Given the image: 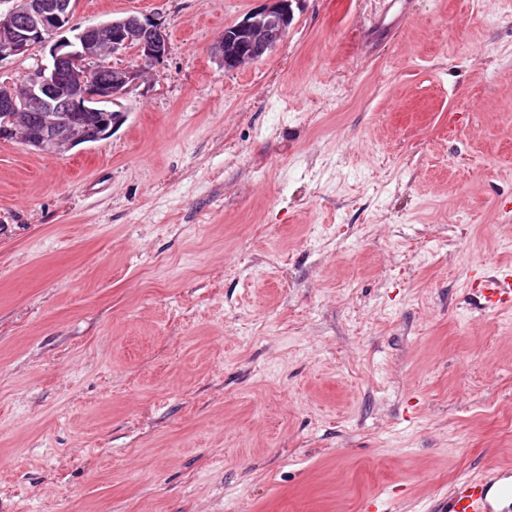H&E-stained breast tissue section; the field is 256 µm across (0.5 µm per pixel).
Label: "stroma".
<instances>
[{
    "instance_id": "obj_1",
    "label": "stroma",
    "mask_w": 512,
    "mask_h": 512,
    "mask_svg": "<svg viewBox=\"0 0 512 512\" xmlns=\"http://www.w3.org/2000/svg\"><path fill=\"white\" fill-rule=\"evenodd\" d=\"M77 0L165 31L125 119L0 140V512H429L512 469V0ZM267 1L262 10L252 13L239 24L225 28L224 38L216 48L224 70L245 68L283 42L290 21L289 1ZM468 287L484 309L496 312L510 311L512 309V264L496 265L489 273L473 275Z\"/></svg>"
}]
</instances>
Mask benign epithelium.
Masks as SVG:
<instances>
[{
	"mask_svg": "<svg viewBox=\"0 0 512 512\" xmlns=\"http://www.w3.org/2000/svg\"><path fill=\"white\" fill-rule=\"evenodd\" d=\"M0 11V61L25 56L36 44L72 29L75 0H11ZM288 0H268L262 10L224 29L216 53L224 69L245 68L277 49L288 31ZM169 50L167 35L156 25L128 15L89 24L55 41L51 65L27 72L23 83L0 84V132L11 135L29 112L42 113L30 143L63 155L87 140L63 118L65 112H97L100 101L114 102L147 78V68ZM132 55L131 65L110 58Z\"/></svg>",
	"mask_w": 512,
	"mask_h": 512,
	"instance_id": "7a95c632",
	"label": "benign epithelium"
}]
</instances>
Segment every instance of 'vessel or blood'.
Instances as JSON below:
<instances>
[{
  "instance_id": "b4317fda",
  "label": "vessel or blood",
  "mask_w": 512,
  "mask_h": 512,
  "mask_svg": "<svg viewBox=\"0 0 512 512\" xmlns=\"http://www.w3.org/2000/svg\"><path fill=\"white\" fill-rule=\"evenodd\" d=\"M471 293L489 311L512 309V264L473 275ZM438 512H512V472L490 469L477 477L458 480L441 499Z\"/></svg>"
}]
</instances>
